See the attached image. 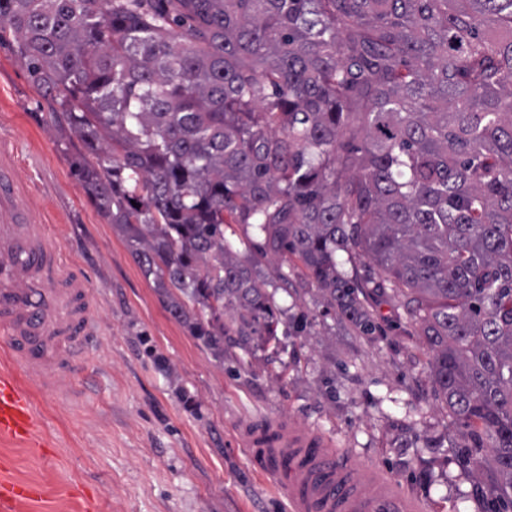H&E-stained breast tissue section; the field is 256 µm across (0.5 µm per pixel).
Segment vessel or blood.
I'll return each mask as SVG.
<instances>
[{"mask_svg":"<svg viewBox=\"0 0 512 512\" xmlns=\"http://www.w3.org/2000/svg\"><path fill=\"white\" fill-rule=\"evenodd\" d=\"M14 151L0 139V340L26 374L48 380L85 359L94 300L85 277L66 268L47 225L23 203L13 175ZM32 401L12 373H0V438L31 442ZM266 469L287 498L289 512H420L380 471L324 437L292 427L271 431ZM369 472L376 489L364 494L356 476ZM31 487L0 474V512H15Z\"/></svg>","mask_w":512,"mask_h":512,"instance_id":"1","label":"vessel or blood"}]
</instances>
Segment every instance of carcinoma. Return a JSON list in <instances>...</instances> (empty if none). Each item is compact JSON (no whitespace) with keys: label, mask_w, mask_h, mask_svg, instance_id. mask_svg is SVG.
<instances>
[{"label":"carcinoma","mask_w":512,"mask_h":512,"mask_svg":"<svg viewBox=\"0 0 512 512\" xmlns=\"http://www.w3.org/2000/svg\"><path fill=\"white\" fill-rule=\"evenodd\" d=\"M5 32L194 339L305 333L290 259L364 336L361 296H402L512 505V0H0Z\"/></svg>","instance_id":"1"}]
</instances>
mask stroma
Here are the masks:
<instances>
[{"label":"stroma","instance_id":"1","mask_svg":"<svg viewBox=\"0 0 512 512\" xmlns=\"http://www.w3.org/2000/svg\"><path fill=\"white\" fill-rule=\"evenodd\" d=\"M0 136L14 148L29 207L51 224L68 266L95 302L83 363L60 379L22 378L38 447L0 439V463L40 495L19 512H288L275 483L237 444L239 430L283 423L326 436L383 470L422 512H488L497 479L482 439L450 413L429 375V353L396 295L365 305L363 336L292 270L296 294L279 308L306 313L303 336L277 358L218 362L168 311L72 174L81 150L57 102L0 44Z\"/></svg>","mask_w":512,"mask_h":512}]
</instances>
